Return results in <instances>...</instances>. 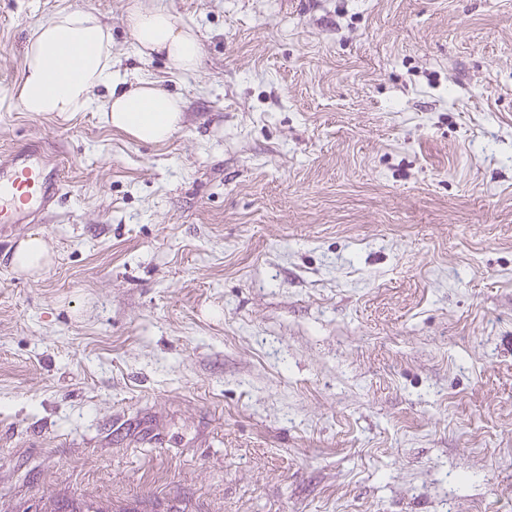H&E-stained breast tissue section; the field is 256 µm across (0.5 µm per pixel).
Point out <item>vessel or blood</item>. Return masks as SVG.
<instances>
[{"mask_svg":"<svg viewBox=\"0 0 512 512\" xmlns=\"http://www.w3.org/2000/svg\"><path fill=\"white\" fill-rule=\"evenodd\" d=\"M62 190L59 165L41 143L9 154L0 163V233L39 221L53 209Z\"/></svg>","mask_w":512,"mask_h":512,"instance_id":"obj_1","label":"vessel or blood"}]
</instances>
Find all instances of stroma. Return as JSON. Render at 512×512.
I'll list each match as a JSON object with an SVG mask.
<instances>
[{"label": "stroma", "instance_id": "stroma-1", "mask_svg": "<svg viewBox=\"0 0 512 512\" xmlns=\"http://www.w3.org/2000/svg\"><path fill=\"white\" fill-rule=\"evenodd\" d=\"M165 3L195 74L128 0H0V158L63 176L0 236V512H512V0ZM64 9L182 99L170 141L22 109ZM159 0H137L126 10L125 24L140 57L167 58L182 74H195L202 48L192 27ZM49 243L39 234H28L12 251V269L26 276L39 275L51 262Z\"/></svg>", "mask_w": 512, "mask_h": 512}]
</instances>
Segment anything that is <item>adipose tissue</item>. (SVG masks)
Segmentation results:
<instances>
[{
  "label": "adipose tissue",
  "instance_id": "adipose-tissue-1",
  "mask_svg": "<svg viewBox=\"0 0 512 512\" xmlns=\"http://www.w3.org/2000/svg\"><path fill=\"white\" fill-rule=\"evenodd\" d=\"M125 24L139 56L167 58L183 74H195L202 48L192 27L161 0H133ZM18 98L25 111L100 109L106 123L135 140L162 144L180 129L183 103L145 78L112 70V32L89 11L61 10L41 20L23 51ZM49 243L28 234L12 251L16 273L40 274L51 262Z\"/></svg>",
  "mask_w": 512,
  "mask_h": 512
}]
</instances>
